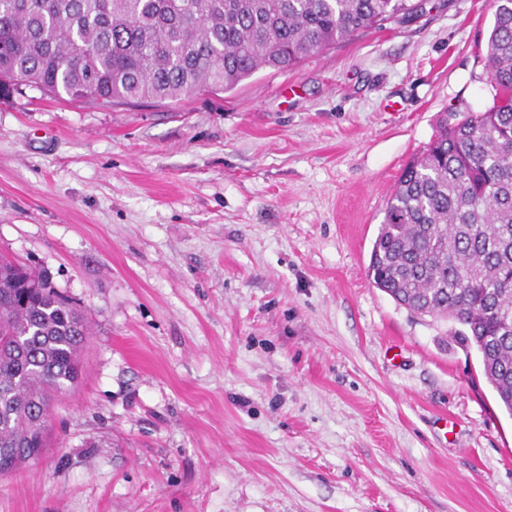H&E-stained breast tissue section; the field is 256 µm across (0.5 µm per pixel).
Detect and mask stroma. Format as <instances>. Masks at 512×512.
Segmentation results:
<instances>
[{
	"mask_svg": "<svg viewBox=\"0 0 512 512\" xmlns=\"http://www.w3.org/2000/svg\"><path fill=\"white\" fill-rule=\"evenodd\" d=\"M493 0H427L177 103L0 98V254L90 328L0 512H512V416L450 322L367 278Z\"/></svg>",
	"mask_w": 512,
	"mask_h": 512,
	"instance_id": "1",
	"label": "stroma"
}]
</instances>
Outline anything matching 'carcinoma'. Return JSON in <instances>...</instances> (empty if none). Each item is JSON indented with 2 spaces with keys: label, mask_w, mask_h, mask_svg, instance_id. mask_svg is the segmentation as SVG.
<instances>
[{
  "label": "carcinoma",
  "mask_w": 512,
  "mask_h": 512,
  "mask_svg": "<svg viewBox=\"0 0 512 512\" xmlns=\"http://www.w3.org/2000/svg\"><path fill=\"white\" fill-rule=\"evenodd\" d=\"M493 105L443 119L386 203L368 277L459 325L512 415V0H494ZM424 0H0V93L20 85L101 105L176 103L288 70ZM81 311L48 273L0 256V475L49 447L55 394L83 376Z\"/></svg>",
  "instance_id": "1"
}]
</instances>
